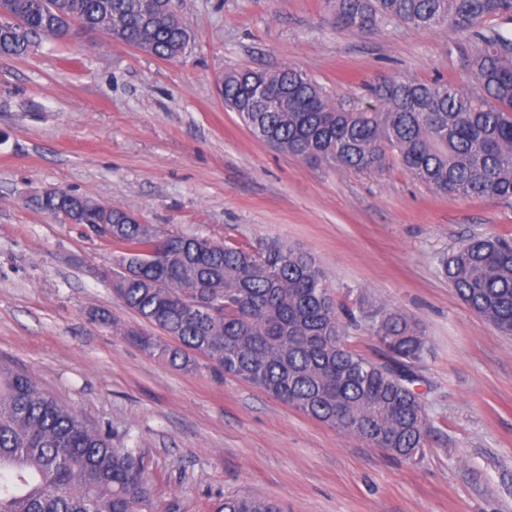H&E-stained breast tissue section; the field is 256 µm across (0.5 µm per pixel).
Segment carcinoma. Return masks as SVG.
Returning a JSON list of instances; mask_svg holds the SVG:
<instances>
[{
    "mask_svg": "<svg viewBox=\"0 0 512 512\" xmlns=\"http://www.w3.org/2000/svg\"><path fill=\"white\" fill-rule=\"evenodd\" d=\"M0 56L22 57L43 37L102 31L119 44L178 60L194 40L175 0H0ZM336 23L363 34L383 23L469 34L465 59L479 91L441 80H393L377 103L345 105L293 67L224 74V103L252 135L308 162L359 172L396 158L418 180L456 197L512 198V0H335ZM269 101L252 106V92ZM78 224H106L120 249L112 291L174 343L135 334L142 349L193 372V355L337 431L416 461L435 438L417 369L429 352L421 324L399 310L367 314L388 360L355 348L308 253L276 241L216 242L160 234L131 212L58 190L34 200ZM153 254L140 261V250ZM459 299L512 336V238L474 235L439 261ZM152 495L143 458L0 360V512H144ZM217 512H288L283 502L226 497Z\"/></svg>",
    "mask_w": 512,
    "mask_h": 512,
    "instance_id": "obj_1",
    "label": "carcinoma"
}]
</instances>
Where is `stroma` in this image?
Returning <instances> with one entry per match:
<instances>
[{
	"mask_svg": "<svg viewBox=\"0 0 512 512\" xmlns=\"http://www.w3.org/2000/svg\"><path fill=\"white\" fill-rule=\"evenodd\" d=\"M196 33L167 61L100 32L0 56V358L109 426L153 479L149 512H215L227 496L291 512H512V337L471 312L438 259L474 234L512 236V200L455 198L397 162L362 173L312 165L256 140L224 107L229 69L288 65L340 102L391 80L444 78L476 91L474 45L444 27L362 35L329 0H177ZM63 189L117 205L163 234L276 240L310 253L351 344L385 352L361 309L415 318L419 369L444 436L420 462L303 415L261 389L149 356L150 327L113 294V246L29 206Z\"/></svg>",
	"mask_w": 512,
	"mask_h": 512,
	"instance_id": "obj_1",
	"label": "stroma"
}]
</instances>
